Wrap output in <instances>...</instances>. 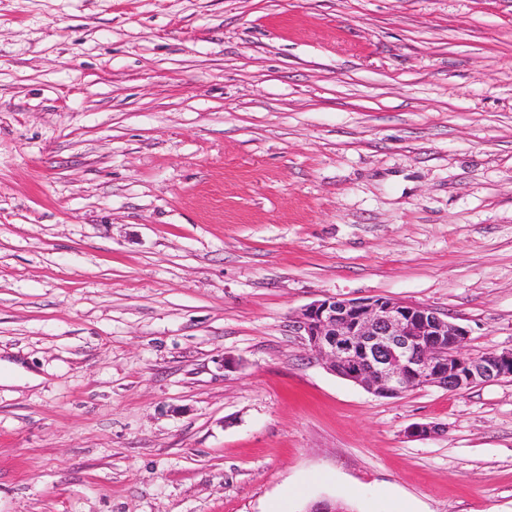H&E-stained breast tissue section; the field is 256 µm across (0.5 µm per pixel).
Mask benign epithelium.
I'll list each match as a JSON object with an SVG mask.
<instances>
[{
	"mask_svg": "<svg viewBox=\"0 0 512 512\" xmlns=\"http://www.w3.org/2000/svg\"><path fill=\"white\" fill-rule=\"evenodd\" d=\"M293 326L330 371L379 397L512 380V348L466 355L464 328L425 305L326 296L300 309Z\"/></svg>",
	"mask_w": 512,
	"mask_h": 512,
	"instance_id": "obj_1",
	"label": "benign epithelium"
}]
</instances>
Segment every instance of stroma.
Returning <instances> with one entry per match:
<instances>
[{"instance_id": "35a3bbf8", "label": "stroma", "mask_w": 512, "mask_h": 512, "mask_svg": "<svg viewBox=\"0 0 512 512\" xmlns=\"http://www.w3.org/2000/svg\"><path fill=\"white\" fill-rule=\"evenodd\" d=\"M326 296L512 348V0H0V512H512V381L375 396Z\"/></svg>"}]
</instances>
